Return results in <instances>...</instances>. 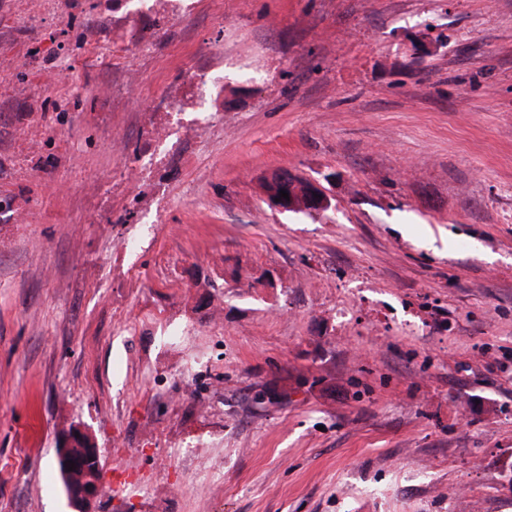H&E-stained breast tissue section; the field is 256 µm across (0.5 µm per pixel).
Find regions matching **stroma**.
Returning a JSON list of instances; mask_svg holds the SVG:
<instances>
[{"label": "stroma", "mask_w": 512, "mask_h": 512, "mask_svg": "<svg viewBox=\"0 0 512 512\" xmlns=\"http://www.w3.org/2000/svg\"><path fill=\"white\" fill-rule=\"evenodd\" d=\"M220 140L155 238L85 223L117 160L76 119L34 220L0 226V512H500L512 502V0H206ZM173 37L132 93L194 63ZM93 67L38 74L42 111ZM285 169L332 198L266 201ZM59 469L68 476V482L64 486L69 506L73 512H91L89 506L98 498L103 489L101 481L90 480L84 469L76 465L74 448L65 445L57 450ZM68 460L74 462L73 471H68Z\"/></svg>", "instance_id": "35a3bbf8"}]
</instances>
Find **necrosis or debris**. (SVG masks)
Listing matches in <instances>:
<instances>
[{"label":"necrosis or debris","instance_id":"obj_1","mask_svg":"<svg viewBox=\"0 0 512 512\" xmlns=\"http://www.w3.org/2000/svg\"><path fill=\"white\" fill-rule=\"evenodd\" d=\"M84 21L85 41L112 54V66L96 91L101 101L91 123L97 138L109 140L119 160L111 178L81 184L76 195L97 202L94 224H138L139 234L124 240L125 249L142 250L170 203V188L178 175L195 164L194 146L205 135L219 136L228 119L224 114V51L199 57L190 69L168 82L157 102L145 112L129 113L130 94L140 85L143 63L160 52L174 31L194 33L209 13L203 0H97L84 11L79 0H12L6 13L9 31L40 26L50 13ZM36 86L15 82L11 98L25 104L20 114L0 115V132L9 131V154L0 159V174L31 170L54 175L61 162L54 152L65 137L80 100L67 99L52 123H45L35 105ZM129 113L123 128L118 114Z\"/></svg>","mask_w":512,"mask_h":512}]
</instances>
